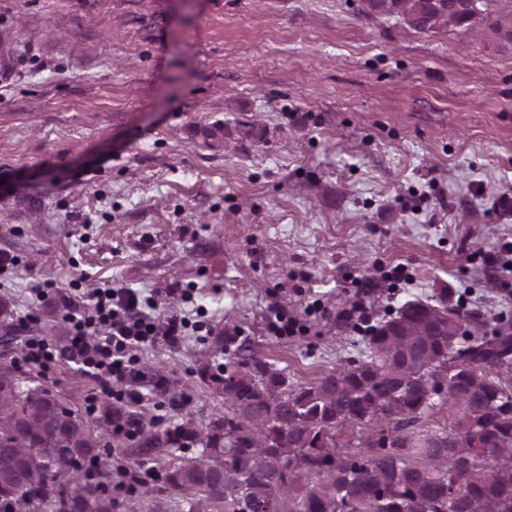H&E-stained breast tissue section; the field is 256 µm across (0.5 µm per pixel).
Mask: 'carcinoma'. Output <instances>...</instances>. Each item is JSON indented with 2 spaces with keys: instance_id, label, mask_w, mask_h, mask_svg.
Masks as SVG:
<instances>
[{
  "instance_id": "1",
  "label": "carcinoma",
  "mask_w": 512,
  "mask_h": 512,
  "mask_svg": "<svg viewBox=\"0 0 512 512\" xmlns=\"http://www.w3.org/2000/svg\"><path fill=\"white\" fill-rule=\"evenodd\" d=\"M366 13L394 16L420 33L487 28L512 40V17L481 0H363ZM368 359L288 390L282 371L253 357L228 360L214 376L224 413L193 418L171 433L140 427L143 459L197 445L166 482L187 495L152 499L148 512H512V322L488 327L476 314L409 301L372 329ZM444 389L443 395L437 388ZM450 407L443 431H423L429 413ZM133 423L118 405L104 424ZM102 442L45 391L20 388L0 368V512H116L98 478L69 490L53 483L99 456ZM387 452L372 456L370 449ZM476 463L448 501L453 463Z\"/></svg>"
}]
</instances>
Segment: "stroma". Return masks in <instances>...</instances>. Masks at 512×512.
I'll use <instances>...</instances> for the list:
<instances>
[{
	"instance_id": "stroma-1",
	"label": "stroma",
	"mask_w": 512,
	"mask_h": 512,
	"mask_svg": "<svg viewBox=\"0 0 512 512\" xmlns=\"http://www.w3.org/2000/svg\"><path fill=\"white\" fill-rule=\"evenodd\" d=\"M0 38V366L91 429V380L19 360L26 314L66 340L64 306L37 299L49 282H113L161 317L181 307L175 286L204 306V340L140 353L144 386L186 390L180 408L160 391L140 408L165 429L223 410L226 353L294 389L366 358L343 315L355 302L373 325L443 294L512 319V273H484L512 240L495 205L512 187V41L422 34L361 0H0ZM398 264L410 282L384 281ZM274 305L299 332L272 330ZM199 452L128 472L173 498L167 470Z\"/></svg>"
}]
</instances>
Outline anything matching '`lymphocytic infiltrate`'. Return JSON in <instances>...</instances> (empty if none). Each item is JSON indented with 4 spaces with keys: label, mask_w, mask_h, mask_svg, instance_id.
<instances>
[{
    "label": "lymphocytic infiltrate",
    "mask_w": 512,
    "mask_h": 512,
    "mask_svg": "<svg viewBox=\"0 0 512 512\" xmlns=\"http://www.w3.org/2000/svg\"><path fill=\"white\" fill-rule=\"evenodd\" d=\"M153 306L152 297L130 288L74 291L65 317L69 325L66 345L56 346L48 337L29 332L21 361L43 370L53 364H76L97 383L98 392L111 394L129 408L143 405L146 396L136 386L141 376V348L159 337L176 345L205 328L185 310L155 322L148 314Z\"/></svg>",
    "instance_id": "obj_1"
}]
</instances>
